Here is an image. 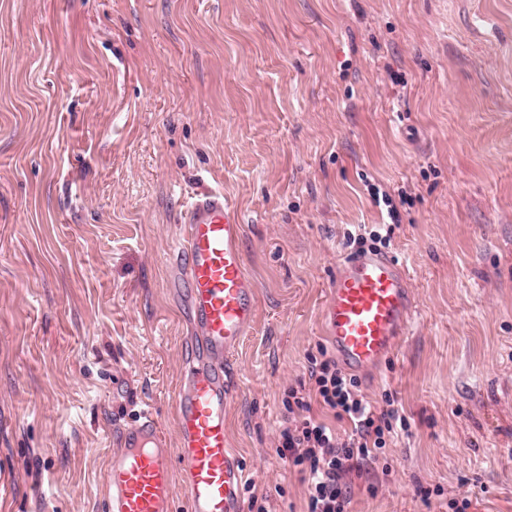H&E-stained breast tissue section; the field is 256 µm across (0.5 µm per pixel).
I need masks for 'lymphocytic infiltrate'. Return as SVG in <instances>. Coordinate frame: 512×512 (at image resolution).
Returning <instances> with one entry per match:
<instances>
[{
    "mask_svg": "<svg viewBox=\"0 0 512 512\" xmlns=\"http://www.w3.org/2000/svg\"><path fill=\"white\" fill-rule=\"evenodd\" d=\"M314 382L306 391L290 390L289 408L303 417L280 432L278 453L287 458L307 483V512H347V480L352 472L379 461L400 419L396 410L376 408L362 395L359 380L338 368L335 359L322 357L310 371ZM320 405L339 420H348L351 431L339 437L335 429L311 416Z\"/></svg>",
    "mask_w": 512,
    "mask_h": 512,
    "instance_id": "lymphocytic-infiltrate-1",
    "label": "lymphocytic infiltrate"
}]
</instances>
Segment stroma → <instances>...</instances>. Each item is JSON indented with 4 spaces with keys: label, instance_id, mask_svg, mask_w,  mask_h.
Returning a JSON list of instances; mask_svg holds the SVG:
<instances>
[{
    "label": "stroma",
    "instance_id": "35a3bbf8",
    "mask_svg": "<svg viewBox=\"0 0 512 512\" xmlns=\"http://www.w3.org/2000/svg\"><path fill=\"white\" fill-rule=\"evenodd\" d=\"M209 188L258 291L224 422L267 512H306L288 392L346 232L389 222L415 313L361 392L409 429L348 512H512V0H0V512H103L119 428L174 439L166 268Z\"/></svg>",
    "mask_w": 512,
    "mask_h": 512
}]
</instances>
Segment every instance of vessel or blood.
Segmentation results:
<instances>
[{
	"label": "vessel or blood",
	"instance_id": "obj_1",
	"mask_svg": "<svg viewBox=\"0 0 512 512\" xmlns=\"http://www.w3.org/2000/svg\"><path fill=\"white\" fill-rule=\"evenodd\" d=\"M243 226L223 192L195 195L172 251L170 286L186 284L193 356L175 400L176 448L151 412L120 435L108 464L103 512H172V468L180 466L190 512H244V469L228 445L224 415L231 385L226 362L252 330L257 290L242 249ZM413 313L401 263L366 251L344 257L323 307L330 347L357 376H373L393 357Z\"/></svg>",
	"mask_w": 512,
	"mask_h": 512
}]
</instances>
